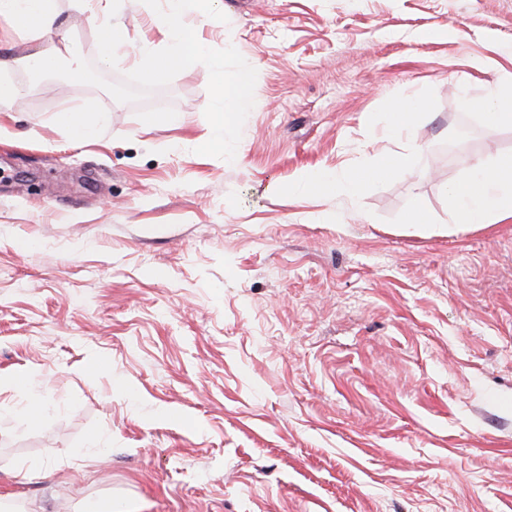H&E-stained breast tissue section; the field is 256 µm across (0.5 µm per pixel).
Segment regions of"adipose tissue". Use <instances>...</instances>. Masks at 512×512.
<instances>
[{
    "mask_svg": "<svg viewBox=\"0 0 512 512\" xmlns=\"http://www.w3.org/2000/svg\"><path fill=\"white\" fill-rule=\"evenodd\" d=\"M0 17L15 28L42 33L57 29L54 0H0ZM410 162L405 154L386 155L374 165L338 175L321 169L299 176L294 187L301 195L328 197L346 190L357 195L365 183L392 175ZM459 224H493L512 218V154H500L479 161L463 180L447 190Z\"/></svg>",
    "mask_w": 512,
    "mask_h": 512,
    "instance_id": "adipose-tissue-1",
    "label": "adipose tissue"
}]
</instances>
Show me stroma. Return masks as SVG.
<instances>
[{
  "mask_svg": "<svg viewBox=\"0 0 512 512\" xmlns=\"http://www.w3.org/2000/svg\"><path fill=\"white\" fill-rule=\"evenodd\" d=\"M55 8L94 64L97 16L124 29L108 81L165 46L143 0ZM219 9L189 26L257 71L230 162L196 152L204 66L139 103L34 87L25 58L57 36L0 18V380L33 374L47 404L32 424L0 394V494L16 512H512V219L454 223L446 195L512 153V125L481 118L512 74V0ZM405 100L428 114L408 147L387 130ZM66 110L107 122L77 143ZM406 147L357 196L292 191Z\"/></svg>",
  "mask_w": 512,
  "mask_h": 512,
  "instance_id": "obj_1",
  "label": "stroma"
}]
</instances>
